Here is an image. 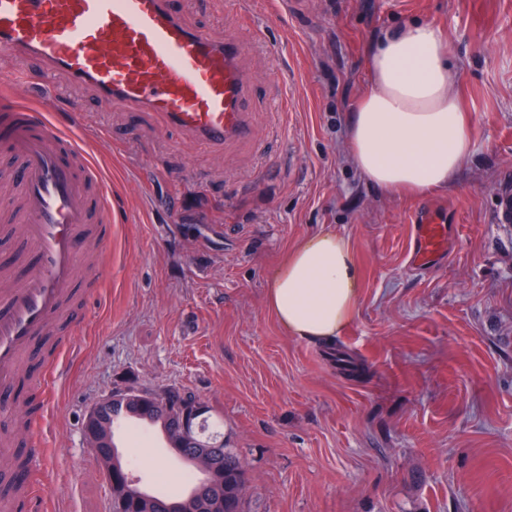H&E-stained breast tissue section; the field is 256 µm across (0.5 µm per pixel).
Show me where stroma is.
I'll return each mask as SVG.
<instances>
[{
    "instance_id": "35a3bbf8",
    "label": "stroma",
    "mask_w": 512,
    "mask_h": 512,
    "mask_svg": "<svg viewBox=\"0 0 512 512\" xmlns=\"http://www.w3.org/2000/svg\"><path fill=\"white\" fill-rule=\"evenodd\" d=\"M171 2L248 47L254 136L187 143L156 113L102 110L93 88L55 76L100 130L114 224L71 345L33 341L23 363L15 393L38 404L42 445L24 512H112L83 427L127 388L204 402L245 464L244 512H512V0ZM409 20L448 34L474 140L453 183L419 197L362 179L346 133L371 48ZM424 201L454 230L446 259L418 272L407 252ZM328 228L349 240L361 292L344 333L309 344L283 332L265 292L285 253ZM115 442L146 488L184 491L159 431Z\"/></svg>"
}]
</instances>
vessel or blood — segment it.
<instances>
[{
  "mask_svg": "<svg viewBox=\"0 0 512 512\" xmlns=\"http://www.w3.org/2000/svg\"><path fill=\"white\" fill-rule=\"evenodd\" d=\"M0 50L92 85L102 108L157 113L193 142L220 146L252 135L244 44L188 27L169 0H0ZM16 85L0 83V150L23 160L6 218L36 260L20 277L0 268V393L12 390L33 340L67 323L77 288L101 281L112 227L105 175L74 137L91 116L74 106L59 125L56 93L30 106L17 100ZM413 222L409 262L425 270L444 259L451 228L431 205Z\"/></svg>",
  "mask_w": 512,
  "mask_h": 512,
  "instance_id": "obj_1",
  "label": "vessel or blood"
}]
</instances>
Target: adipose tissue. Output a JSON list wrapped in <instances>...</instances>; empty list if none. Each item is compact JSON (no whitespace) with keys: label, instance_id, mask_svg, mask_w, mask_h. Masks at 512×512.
<instances>
[{"label":"adipose tissue","instance_id":"1","mask_svg":"<svg viewBox=\"0 0 512 512\" xmlns=\"http://www.w3.org/2000/svg\"><path fill=\"white\" fill-rule=\"evenodd\" d=\"M451 57L447 34L419 22L387 32L370 52L371 79L349 115V144L361 175L389 194L450 185L473 152ZM359 295L350 242L325 230L304 238L274 268L266 304L287 335L318 342L352 322Z\"/></svg>","mask_w":512,"mask_h":512}]
</instances>
